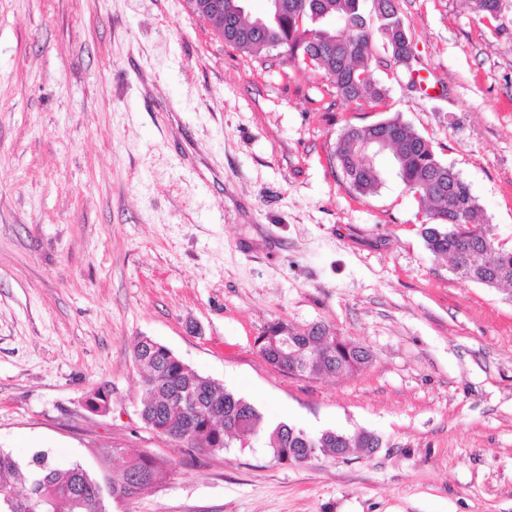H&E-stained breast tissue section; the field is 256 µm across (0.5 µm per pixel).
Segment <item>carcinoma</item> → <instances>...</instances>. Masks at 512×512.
I'll return each instance as SVG.
<instances>
[{
  "label": "carcinoma",
  "instance_id": "obj_1",
  "mask_svg": "<svg viewBox=\"0 0 512 512\" xmlns=\"http://www.w3.org/2000/svg\"><path fill=\"white\" fill-rule=\"evenodd\" d=\"M246 0H224V14L202 16L224 41L249 55L285 48L293 60L324 72L337 93L348 101L363 96L381 100L386 90L369 75L377 44L394 51L402 41L396 26L403 23L397 0L383 11L372 0L373 19L363 12L365 0H286L289 7L261 33L254 18L240 11ZM500 0H471L479 20L493 25ZM386 139L397 176L419 202L425 204L427 224L422 237L434 256H450L464 264L468 280L488 288L512 284V248L500 243L477 222L479 207L469 184L452 166L441 161L431 142L412 125L392 116L377 122L344 128L331 157L343 179L360 195L377 191L383 176L371 166L363 144ZM331 329L314 324L294 333V348L286 353L265 348L260 354L282 370L305 374L339 375L370 360V352L353 341L327 339ZM144 370L147 398L141 419L157 434L195 450L219 451L244 440L262 443L285 465L297 464L341 448H379L381 439L370 431L354 437L328 429L309 434L280 423L264 432V414L246 399L211 378L189 368L168 348L141 337L133 349ZM124 457L116 476L93 472L80 463L61 471L46 451L19 461L0 450V512H112V505L131 501L157 486L171 470L169 461L142 452L129 457L123 448H109L103 457Z\"/></svg>",
  "mask_w": 512,
  "mask_h": 512
}]
</instances>
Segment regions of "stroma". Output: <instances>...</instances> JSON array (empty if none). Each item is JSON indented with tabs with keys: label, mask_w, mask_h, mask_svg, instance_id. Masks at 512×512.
<instances>
[{
	"label": "stroma",
	"mask_w": 512,
	"mask_h": 512,
	"mask_svg": "<svg viewBox=\"0 0 512 512\" xmlns=\"http://www.w3.org/2000/svg\"><path fill=\"white\" fill-rule=\"evenodd\" d=\"M397 6L433 87L376 62L377 103L235 49L187 0H0V450L171 461L112 512H512V286L427 250L390 155L363 196L331 160L345 127L400 116L512 246V0L495 33L468 0ZM275 322L371 360L280 370L256 345ZM142 336L266 421L383 446L288 466L260 445L188 452L140 418Z\"/></svg>",
	"instance_id": "1"
}]
</instances>
